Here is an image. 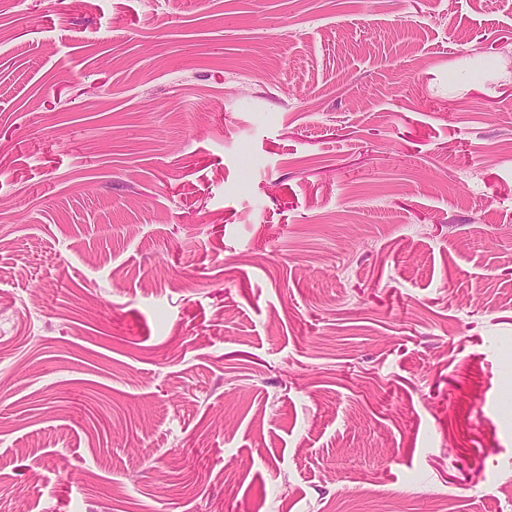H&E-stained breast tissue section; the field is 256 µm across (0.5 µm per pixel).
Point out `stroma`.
Instances as JSON below:
<instances>
[{"label": "stroma", "mask_w": 512, "mask_h": 512, "mask_svg": "<svg viewBox=\"0 0 512 512\" xmlns=\"http://www.w3.org/2000/svg\"><path fill=\"white\" fill-rule=\"evenodd\" d=\"M512 0H0V512H512Z\"/></svg>", "instance_id": "stroma-1"}]
</instances>
